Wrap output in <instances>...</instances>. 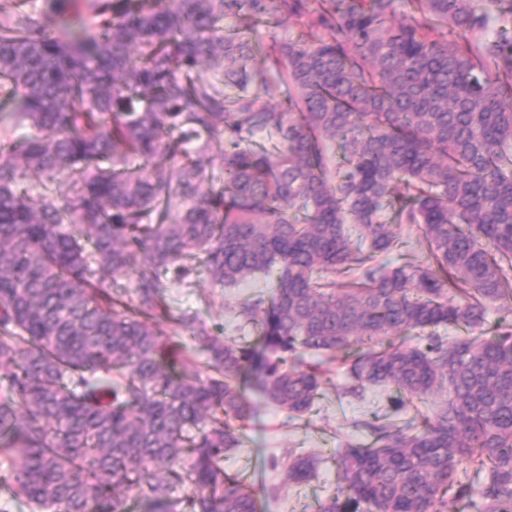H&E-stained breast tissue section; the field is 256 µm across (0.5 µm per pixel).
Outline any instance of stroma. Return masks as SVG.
I'll return each instance as SVG.
<instances>
[{
  "instance_id": "1",
  "label": "stroma",
  "mask_w": 512,
  "mask_h": 512,
  "mask_svg": "<svg viewBox=\"0 0 512 512\" xmlns=\"http://www.w3.org/2000/svg\"><path fill=\"white\" fill-rule=\"evenodd\" d=\"M194 281L190 288L177 283L169 288L167 298L172 313L197 312L213 333H221L231 320L225 304L233 299L234 290L213 285L204 271L195 275ZM346 383L344 366L336 365L325 378L313 414L296 421L288 420L285 412L267 402L256 384L247 385L245 395L251 418L242 447L226 453L224 466L252 481L258 512H315L318 502L334 491L336 450L345 442L364 439V432L355 423L375 410L378 402L372 393L363 402L344 397ZM302 449L320 453L324 461L308 482L288 483V457Z\"/></svg>"
}]
</instances>
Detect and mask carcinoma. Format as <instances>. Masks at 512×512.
I'll use <instances>...</instances> for the list:
<instances>
[{
    "mask_svg": "<svg viewBox=\"0 0 512 512\" xmlns=\"http://www.w3.org/2000/svg\"><path fill=\"white\" fill-rule=\"evenodd\" d=\"M494 2L0 5V482L15 498L258 512L224 469L246 384L301 420L340 361L344 396L390 388L422 425L357 421L372 441L337 449L317 512L475 496L512 512V324L486 326L512 304V0ZM290 20L298 33L278 36ZM395 223L426 249L387 269L376 257L407 244ZM197 259L223 288L269 278L270 297L234 306L254 341L171 314L168 284L192 287ZM164 318L192 330L206 375L169 349ZM319 463L289 456L288 481Z\"/></svg>",
    "mask_w": 512,
    "mask_h": 512,
    "instance_id": "obj_1",
    "label": "carcinoma"
}]
</instances>
